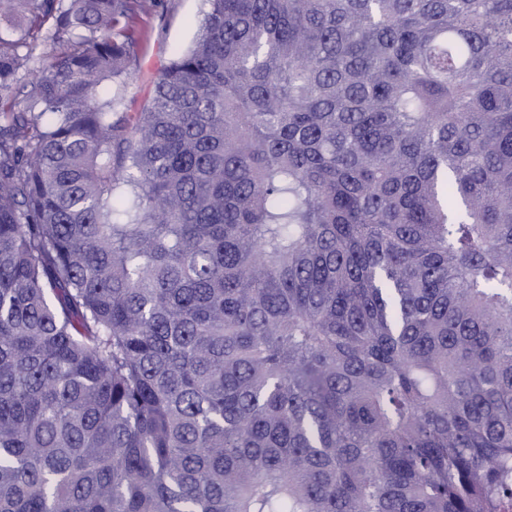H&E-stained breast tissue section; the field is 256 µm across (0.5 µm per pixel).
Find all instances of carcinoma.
Listing matches in <instances>:
<instances>
[{
    "mask_svg": "<svg viewBox=\"0 0 512 512\" xmlns=\"http://www.w3.org/2000/svg\"><path fill=\"white\" fill-rule=\"evenodd\" d=\"M153 2L0 0V512H501L512 0ZM208 10L206 0H157L137 22L138 43L127 76L121 83L104 82L99 98H121L116 112H142L161 71L175 53L193 44Z\"/></svg>",
    "mask_w": 512,
    "mask_h": 512,
    "instance_id": "carcinoma-1",
    "label": "carcinoma"
}]
</instances>
